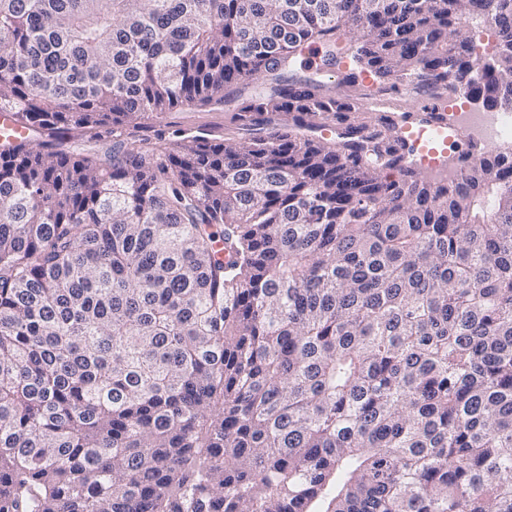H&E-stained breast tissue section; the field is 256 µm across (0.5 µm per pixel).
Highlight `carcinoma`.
I'll return each mask as SVG.
<instances>
[{"instance_id": "1", "label": "carcinoma", "mask_w": 512, "mask_h": 512, "mask_svg": "<svg viewBox=\"0 0 512 512\" xmlns=\"http://www.w3.org/2000/svg\"><path fill=\"white\" fill-rule=\"evenodd\" d=\"M288 2L0 0V112L109 137L0 145V512H512V147L427 178L319 93L344 42L493 108L512 0ZM248 79L341 136L133 139Z\"/></svg>"}]
</instances>
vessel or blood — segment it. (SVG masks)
Here are the masks:
<instances>
[{
    "label": "vessel or blood",
    "instance_id": "vessel-or-blood-1",
    "mask_svg": "<svg viewBox=\"0 0 512 512\" xmlns=\"http://www.w3.org/2000/svg\"><path fill=\"white\" fill-rule=\"evenodd\" d=\"M413 118L393 113L392 118L399 135L412 146L413 162L429 169L443 167L448 161V145L467 133L460 122L459 113L447 110L444 97H428L409 103ZM30 133L24 122L13 112L0 114V144H17L29 140Z\"/></svg>",
    "mask_w": 512,
    "mask_h": 512
}]
</instances>
